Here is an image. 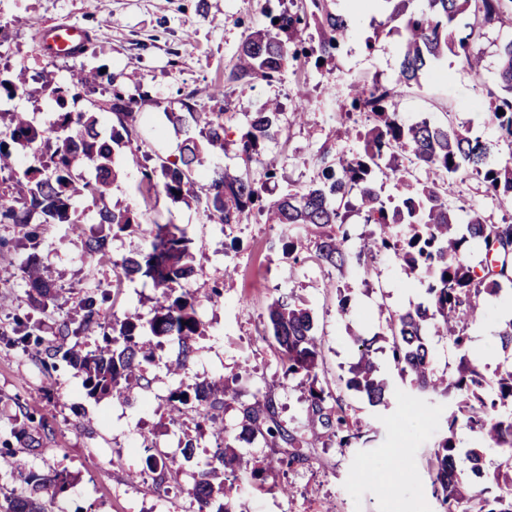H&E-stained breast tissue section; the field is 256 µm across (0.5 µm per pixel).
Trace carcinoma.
Masks as SVG:
<instances>
[{"mask_svg": "<svg viewBox=\"0 0 512 512\" xmlns=\"http://www.w3.org/2000/svg\"><path fill=\"white\" fill-rule=\"evenodd\" d=\"M328 2L311 0L312 16L321 30L320 52L330 57L347 35L349 24L345 17L328 9ZM386 2L395 3L393 18L403 17V25L396 28L403 36L397 78L391 85L365 81L350 86V110L345 115L368 113L374 125L359 133L362 150L351 158L324 165L317 183L267 203L265 185L227 166L201 197L194 191V171L201 152L226 151L224 113L195 112L190 104L183 103L187 114L172 112L169 118L181 124L192 121L199 128L200 138H189L179 159L150 167L142 162L139 148L133 146L136 132L131 97L116 89L110 93L109 136L104 135L96 113L65 110L67 99L95 89L104 79L109 86L114 82L112 76L105 77L97 70H81L72 74L67 85L53 90L62 111L50 126L36 128L26 113H8L9 122L0 130V223L17 224L27 240L37 241L43 225L71 221L74 198L104 200L118 177V164L132 163L141 169L140 184L146 192L160 187L174 201L191 197L203 206L210 221L237 224L243 213L255 208L266 214L271 224L315 232L317 258L340 273L355 265L367 275L376 252L394 253L409 278L425 283L427 295L415 309L391 312L386 318L395 367L417 393L415 403H421V396L428 393L455 401V409L446 419V433L428 461L433 495L445 512H512V415L505 418L498 413V407L512 405V369L499 371L490 382L468 356L469 329L481 316L480 301L497 299L505 289L512 288V223H490L474 208L467 222L460 223L445 187L450 178L477 176L486 195L512 201V39L501 45L498 54L502 94L489 104L498 129L496 141L485 142L451 122L436 125L424 118L406 123L397 101L398 88L419 84L427 66L450 51L476 80H481L482 57L471 47L472 34L464 35L462 30L512 22V0H426V9L411 13L407 12L411 0ZM271 19L267 29L246 36L232 71L233 79L273 80L290 61L312 54L304 37L306 16L283 10ZM500 109L504 114H498ZM246 116L247 131L239 143V156L248 163L278 135L280 112L276 105L268 104ZM17 145L36 146V164L20 167L14 154ZM80 163L92 169V177H72ZM417 167L429 174L427 180L411 173ZM377 171L390 173L396 181L397 204L392 207L380 198L374 182ZM352 209L363 223L375 227L371 242L356 253L348 249L350 234L344 228L347 212ZM96 221L112 226L114 236L140 224L133 210H113L105 205L98 208ZM397 224L407 225L409 233L404 237L393 234ZM81 252L90 263L102 264L109 259L107 238H86L81 241ZM475 253L482 256L478 263L472 262ZM111 264L112 285L141 277L158 292L154 316L145 321L139 312L127 311L123 318L109 320L102 312L106 293L91 289L78 301L80 321L62 320L58 335L78 337L97 332L102 343L84 354L73 349L64 351L60 344L48 347L46 352L50 359L63 354V359L83 376L87 396L110 395L127 401L131 381L141 385L144 365L153 362L151 339L163 338L181 345L182 357L173 366L177 374L186 369L192 342L204 335V324L198 315L197 297L183 288V282L196 273L192 239L176 225L153 222L149 249ZM25 275L34 304L40 306L44 300L58 297L41 276L36 261L28 263ZM430 325L448 338L458 354L457 365L449 374L437 372L432 363L427 336ZM264 335L273 339L284 376L300 381L310 391L305 429L315 436L316 429L322 428L340 448L358 443L362 432L350 423L340 399L318 385L323 342L313 331L310 310L291 300L276 299L269 307ZM0 340L24 348L40 344L28 322L20 317L0 328ZM352 341L358 357L349 369L346 388L362 395L373 407L388 406V387L379 377L372 341L362 336H354ZM232 403L239 405L246 428L259 432L269 440L270 447L279 449L280 466L290 469L307 461L300 452L305 443L303 432L282 424L278 404L270 395L244 402L236 386L202 381L190 392L176 389L169 398L172 420L187 417L200 434L207 428L222 431L224 408ZM460 415L486 448L498 453V461L490 468L485 464V448L470 449L466 454V481L458 474L454 438V425ZM215 462L230 471L217 489L211 481ZM235 462L234 447L226 441L217 445L212 457L200 467L191 489L198 512H211L217 491L224 500L216 512H237L242 479L233 471ZM18 474L30 490H0V512H46L43 496L53 500L67 484V477L60 473L42 478L21 470Z\"/></svg>", "mask_w": 512, "mask_h": 512, "instance_id": "carcinoma-1", "label": "carcinoma"}]
</instances>
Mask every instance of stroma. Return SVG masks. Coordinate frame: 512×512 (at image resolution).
<instances>
[{"label":"stroma","mask_w":512,"mask_h":512,"mask_svg":"<svg viewBox=\"0 0 512 512\" xmlns=\"http://www.w3.org/2000/svg\"><path fill=\"white\" fill-rule=\"evenodd\" d=\"M309 10L308 0H0V25L10 42L0 52V78L26 72L29 81L13 98L0 97L1 112L28 113L32 123H51L58 106L52 90L80 69H104L114 82L136 99L138 143L151 162L178 158L192 125L167 118L190 102L197 112H220L229 143H238L247 130L246 115L266 102L278 101L281 131L268 141L261 156L249 166L251 179L263 181L268 161H276L277 182L266 196L275 200L316 180L322 161L350 158L360 152L356 133L365 129L364 115L342 120L347 88L359 80L389 85L402 59L401 38L394 33L389 10L373 11L364 0H332L330 9L354 23L332 58L316 64L314 58L290 62L272 81H236L230 74L245 37L268 25L269 9ZM63 21L84 26L95 39L77 58L52 65L40 59L39 29ZM512 38V26L487 27L476 32L471 45L482 54L481 80H474L455 56L434 68L433 77L401 90L399 112L405 122L425 118L437 124L466 125L485 140L496 139L497 127L488 106L498 92L497 65L501 43ZM312 106L305 123L294 120L301 99ZM140 173L121 167L104 202L114 209L131 208L142 225L134 233L111 239L113 259L147 250L152 219L186 229L193 240L195 276L186 289L199 300L198 314L205 325L188 359L186 373H169L180 355L178 344L165 341L154 349L146 367L148 387L135 389L130 402L111 397H87L82 378L65 361L50 359L44 350L0 342V448H10L25 470L45 474L67 470L71 482L56 499L64 512H197L191 488L199 462L209 457L216 435L205 432L193 461L183 463L177 483L168 492L155 489L146 475L148 454L175 452L182 427L169 422L168 396L176 388L202 381L223 382L240 376L243 400L272 395L282 422L291 429L305 421L307 392L298 381L285 380L278 355L263 329L268 308L279 297L293 298L309 308L323 340L320 385L340 397L350 420L360 427L364 442L341 449L335 440L314 437L305 453L306 464L251 478L255 461L272 457L265 438L242 427L237 406L223 414V427L232 439L239 473L249 475L241 501L252 512H439L432 495L427 460L440 440L452 402L429 397L424 408L411 399V388L399 375L384 339L385 315L403 312L424 302L421 284L408 281L400 261L377 255L371 275L351 270L328 273L318 260L313 237L297 238L298 260H291L279 244L280 230L257 211L246 212L240 223L209 221L196 203L177 202L164 193L144 199ZM453 205L476 208L487 221H512V204L486 197L479 178L451 179L446 185ZM79 227L50 224L37 245L23 238L20 227L0 224V324L13 317L28 318L35 336L45 346L57 344L56 330L63 318L80 319L79 297L92 280L109 285L111 266H91L73 244L77 232H97L92 199H75ZM36 257L44 278L59 289L58 302L33 308L23 269ZM224 283L218 302L207 300L213 280ZM350 297V311L340 314L339 294ZM155 292L140 279L124 281L103 307L115 315L138 311L151 318ZM481 318L471 326V352L491 367L512 366V356L499 351L495 333L502 321L497 302L482 304ZM376 337L375 356L390 391L388 407L370 406L347 390L344 379L357 358L353 336ZM38 432L40 448L28 451L19 441L20 428ZM398 453L400 475L391 493H384L387 475L383 462Z\"/></svg>","instance_id":"obj_1"}]
</instances>
